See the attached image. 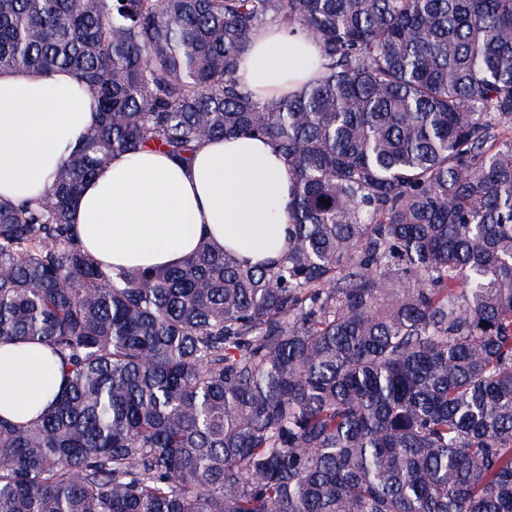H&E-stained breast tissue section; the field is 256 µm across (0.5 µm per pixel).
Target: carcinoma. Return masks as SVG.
<instances>
[{"label":"carcinoma","mask_w":512,"mask_h":512,"mask_svg":"<svg viewBox=\"0 0 512 512\" xmlns=\"http://www.w3.org/2000/svg\"><path fill=\"white\" fill-rule=\"evenodd\" d=\"M271 23L322 75L261 102ZM60 69L99 121L0 199V344L62 377L0 415V512H512V0H0V71ZM238 135L288 162L276 260L85 250L113 155Z\"/></svg>","instance_id":"1"}]
</instances>
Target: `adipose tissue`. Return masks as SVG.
<instances>
[{"label":"adipose tissue","mask_w":512,"mask_h":512,"mask_svg":"<svg viewBox=\"0 0 512 512\" xmlns=\"http://www.w3.org/2000/svg\"><path fill=\"white\" fill-rule=\"evenodd\" d=\"M317 49L312 37L270 25L237 75L274 100L301 90L310 78L301 57ZM96 120L72 74L0 71V196L37 197ZM290 187L287 163L268 140L213 138L188 165L152 149L114 155L84 184L71 219L85 249L107 265L167 268L205 242L257 263L284 248ZM60 385L49 349L0 344V415L35 420Z\"/></svg>","instance_id":"1"}]
</instances>
